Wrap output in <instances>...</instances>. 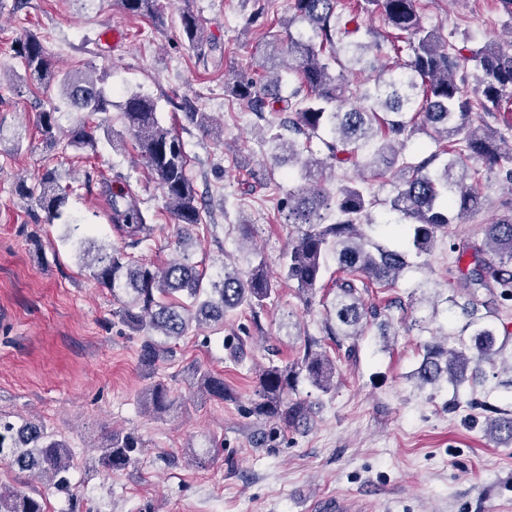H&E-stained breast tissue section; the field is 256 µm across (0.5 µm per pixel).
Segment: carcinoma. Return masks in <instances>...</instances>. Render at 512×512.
I'll list each match as a JSON object with an SVG mask.
<instances>
[{
  "instance_id": "cac0c4a2",
  "label": "carcinoma",
  "mask_w": 512,
  "mask_h": 512,
  "mask_svg": "<svg viewBox=\"0 0 512 512\" xmlns=\"http://www.w3.org/2000/svg\"><path fill=\"white\" fill-rule=\"evenodd\" d=\"M341 0H289L286 26L288 57L293 60L275 77H247L239 72L224 74V84L254 115L282 112L285 117L268 130L269 142L288 156L308 153L299 176L305 185L279 199L277 212L285 224L299 227L281 254L283 278L296 285L306 307L315 304L324 287L328 258L336 260L335 296L326 306L324 331L336 337L345 356L356 357L365 325L381 316L380 308L368 304L363 293L372 287L393 288L411 266L409 251L371 243L364 232L368 208L374 204L366 182H347L332 190L321 175L326 168L352 167L386 178L395 186L389 201L415 254L431 252L438 236H451L458 219L475 214L484 206L478 185L466 183L469 164L486 170H506L512 183V154L501 151L506 137L496 131L474 127L473 101L458 84L457 74L467 57L478 59L482 76L474 95L484 112L500 111L504 96L512 93V53L465 45H450L437 32L426 28L418 11L420 0H356L352 9H338ZM132 16L162 22L159 0H120ZM376 11L387 25L406 35L408 60L397 68L378 69L371 53L381 51L377 43L360 38V16ZM182 33L188 43L201 45L208 37L194 11L179 12ZM14 53L23 72L0 73V86L20 90L35 84H55L68 110L55 104L39 109L37 129L46 146L96 151L100 138L115 148L124 140L114 139L106 114L112 109V92L105 78L82 71L56 69L39 37L18 40ZM339 72L332 71V66ZM371 71L373 79L351 87L345 73ZM127 133L138 155L161 188L166 207L177 228L178 245H184L192 228L204 223L205 205L187 173L184 143L173 130L162 126L157 104L149 96L132 93L120 105ZM190 123L207 133L213 118L201 112L187 97L174 102ZM76 115L73 127L64 129L62 118ZM433 135L437 148L427 156L406 157V141L416 124ZM318 138L324 151L316 154L312 140ZM102 187L113 228L122 246L98 245L79 239L74 250L80 267L100 287L112 293L118 307L112 311L120 323L141 336L139 362L156 373L170 353L171 343L193 328L224 327V318L238 309L250 312L261 329L260 317L277 294V286L258 256L247 270L224 266L223 277L204 281L199 265L183 253L162 265L135 258L130 250L150 240L152 215L143 206L129 180L112 191L108 181L98 178L96 168L85 172L84 185ZM18 194L44 213L53 224L64 215L71 187L55 168H45L31 183L21 182ZM491 254L484 260L480 253ZM474 267L468 272L470 293L463 305L468 321L459 335V347L447 348L435 336L423 345L422 360L411 374L419 387L439 392L456 388L467 377L482 372L481 365H495L504 357L507 342L498 340V326L481 313L480 289H499L500 300L512 299V216L483 227L482 247L475 250ZM315 390H336V358L308 336L296 359L285 365L269 360L258 373L252 413L269 424L299 428L310 420L312 407L287 398L299 376ZM198 391L219 400L233 397L224 376L198 367L192 373ZM143 410L163 418L175 411L178 400L164 381L151 379L141 390ZM485 415V435L497 443H512V409L469 402ZM94 466L115 474L135 467L148 448L135 428H112L102 433ZM0 459H7L20 472L43 481L64 496V512H84L74 493V450L68 440L37 418L20 420L0 412ZM0 512H45L42 497L15 488L0 489Z\"/></svg>"
}]
</instances>
